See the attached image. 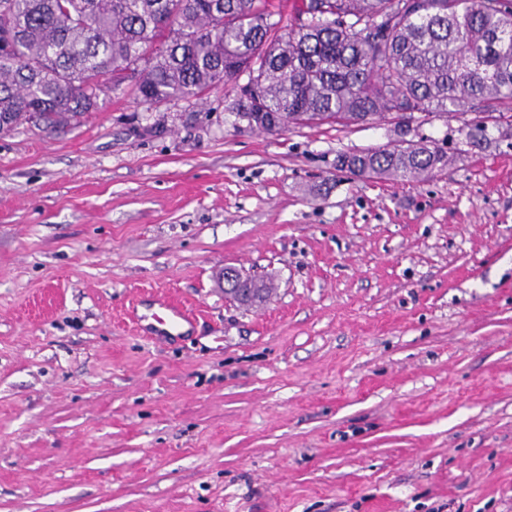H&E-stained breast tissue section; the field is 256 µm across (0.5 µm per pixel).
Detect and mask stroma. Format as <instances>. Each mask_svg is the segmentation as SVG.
I'll return each mask as SVG.
<instances>
[{"instance_id":"35a3bbf8","label":"stroma","mask_w":512,"mask_h":512,"mask_svg":"<svg viewBox=\"0 0 512 512\" xmlns=\"http://www.w3.org/2000/svg\"><path fill=\"white\" fill-rule=\"evenodd\" d=\"M247 82L0 133V512H512V117L355 177L393 121L252 130ZM392 148L383 147L341 154L337 167L356 176L421 179L443 171L448 165L447 151L424 140H404ZM272 289L264 281L245 278L239 288H235L232 291L224 289V295L241 305L252 306L264 302ZM146 313L137 317L138 329L147 337L181 336L194 323V318L181 303L159 298L153 304H145Z\"/></svg>"}]
</instances>
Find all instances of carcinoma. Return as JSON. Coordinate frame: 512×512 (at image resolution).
<instances>
[{
    "label": "carcinoma",
    "instance_id": "cac0c4a2",
    "mask_svg": "<svg viewBox=\"0 0 512 512\" xmlns=\"http://www.w3.org/2000/svg\"><path fill=\"white\" fill-rule=\"evenodd\" d=\"M273 16L269 0H0V131L63 130L126 81L151 106L244 72L255 94L231 114L263 131L512 112V0H300L295 23ZM447 165L424 140L337 157L403 181ZM271 291L246 278L224 295L252 306Z\"/></svg>",
    "mask_w": 512,
    "mask_h": 512
}]
</instances>
